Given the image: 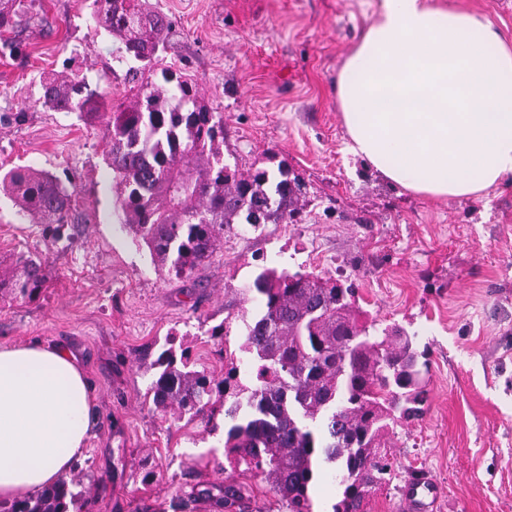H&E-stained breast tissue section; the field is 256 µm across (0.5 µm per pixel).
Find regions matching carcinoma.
Listing matches in <instances>:
<instances>
[{
  "label": "carcinoma",
  "mask_w": 512,
  "mask_h": 512,
  "mask_svg": "<svg viewBox=\"0 0 512 512\" xmlns=\"http://www.w3.org/2000/svg\"><path fill=\"white\" fill-rule=\"evenodd\" d=\"M27 0H0V33L28 20ZM92 19L119 38L133 83L130 100L107 107L79 73L49 76L42 104L55 112L105 119L106 157L115 174L120 220L148 248L152 262L188 278L224 245V233L245 224H288L302 213L297 176L277 170L230 173L224 163V115L199 101L196 85L172 68L151 79L170 29L166 15L143 0H93ZM0 191L17 214L38 224H67L72 195L44 170L0 174ZM46 282L44 263L21 255L0 273V293L33 298ZM262 302L243 340L224 339V371L196 368L191 347L176 339L157 358L149 397L193 421L224 408L232 421L224 458L235 471L263 477L288 512H312L316 470L342 474L332 512H364L365 492L390 481L394 459L386 437L396 417L423 413L419 358L401 328L379 330L360 319L355 291L313 272L262 268L244 288ZM79 476L34 498L1 503L0 512H89L91 498L71 486ZM244 486L224 484V512H243Z\"/></svg>",
  "instance_id": "cac0c4a2"
}]
</instances>
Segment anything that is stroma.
Instances as JSON below:
<instances>
[{"mask_svg": "<svg viewBox=\"0 0 512 512\" xmlns=\"http://www.w3.org/2000/svg\"><path fill=\"white\" fill-rule=\"evenodd\" d=\"M93 0H34L0 53V166L55 176L75 213L59 233L18 218L0 194V265L46 261L31 299L0 295V345L33 339L72 351L97 423L75 464L92 512H222L223 430L153 410L145 393L169 333L198 365L220 368L209 331L228 313L258 314L237 288L262 265L354 285L364 318L414 335L428 358L424 414L391 437L398 466L367 512H512V176L486 196L438 200L384 183L344 151L336 80L382 0H146L172 28L161 66L179 69L224 115V161L240 172L287 162L308 184L295 224L238 227L191 278L157 268L115 212L105 125L40 103L41 79L73 70L112 104L130 66L91 18ZM155 477L144 482L146 469Z\"/></svg>", "mask_w": 512, "mask_h": 512, "instance_id": "1", "label": "stroma"}]
</instances>
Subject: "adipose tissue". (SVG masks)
<instances>
[{
    "mask_svg": "<svg viewBox=\"0 0 512 512\" xmlns=\"http://www.w3.org/2000/svg\"><path fill=\"white\" fill-rule=\"evenodd\" d=\"M336 94L347 152L391 186L470 198L512 175V45L481 14L383 0ZM94 423L90 384L68 349L0 347V500L64 480Z\"/></svg>",
    "mask_w": 512,
    "mask_h": 512,
    "instance_id": "1",
    "label": "adipose tissue"
}]
</instances>
